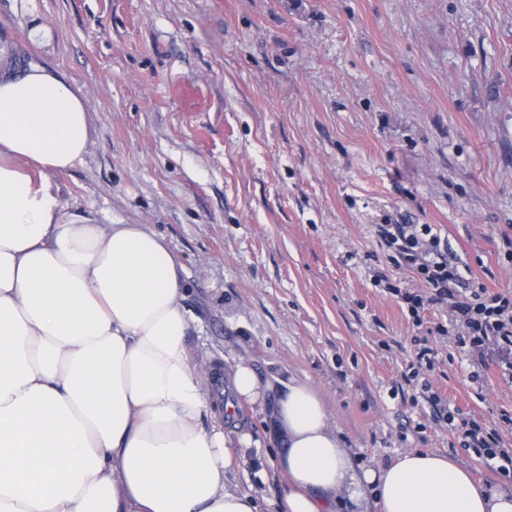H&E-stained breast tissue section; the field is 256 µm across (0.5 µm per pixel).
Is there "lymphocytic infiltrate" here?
<instances>
[{
	"label": "lymphocytic infiltrate",
	"instance_id": "1",
	"mask_svg": "<svg viewBox=\"0 0 512 512\" xmlns=\"http://www.w3.org/2000/svg\"><path fill=\"white\" fill-rule=\"evenodd\" d=\"M379 235L393 260L417 271L429 287L426 296L405 294L412 316H419L428 305L450 302L468 330L471 347H496L501 355L500 368L512 374V296L483 286L468 293L458 290L459 276L441 252L431 225L385 224Z\"/></svg>",
	"mask_w": 512,
	"mask_h": 512
}]
</instances>
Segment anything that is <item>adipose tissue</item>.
Wrapping results in <instances>:
<instances>
[{
  "label": "adipose tissue",
  "instance_id": "obj_1",
  "mask_svg": "<svg viewBox=\"0 0 512 512\" xmlns=\"http://www.w3.org/2000/svg\"><path fill=\"white\" fill-rule=\"evenodd\" d=\"M90 104L58 70L0 68V512H259L231 488L236 455L215 382L186 347L183 267L146 224H90L52 182L85 155ZM227 416L270 417L276 512H339L355 481L321 393L223 386ZM375 512H512L448 455L406 449L365 470Z\"/></svg>",
  "mask_w": 512,
  "mask_h": 512
}]
</instances>
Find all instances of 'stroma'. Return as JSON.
Wrapping results in <instances>:
<instances>
[{
    "label": "stroma",
    "mask_w": 512,
    "mask_h": 512,
    "mask_svg": "<svg viewBox=\"0 0 512 512\" xmlns=\"http://www.w3.org/2000/svg\"><path fill=\"white\" fill-rule=\"evenodd\" d=\"M31 62L91 105L53 177L71 213L164 236L196 360L312 383L355 474L419 448L512 484L460 430L512 452V377L449 306L413 321L402 296L427 285L378 235L434 225L464 286L512 294V0H0V64ZM418 337L437 356L415 373ZM239 423L233 484L273 512L271 423ZM468 424L469 423L464 422V426L466 427L463 432V437L466 442L464 446L468 448L498 447L499 434L496 431L492 430V432H489L476 422L470 423L469 428H467Z\"/></svg>",
    "instance_id": "1"
}]
</instances>
